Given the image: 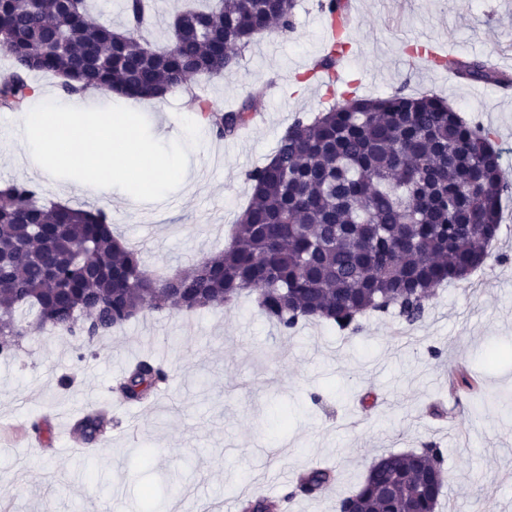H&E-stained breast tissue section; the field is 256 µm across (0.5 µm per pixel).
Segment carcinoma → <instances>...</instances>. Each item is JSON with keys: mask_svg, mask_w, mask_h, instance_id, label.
<instances>
[{"mask_svg": "<svg viewBox=\"0 0 512 512\" xmlns=\"http://www.w3.org/2000/svg\"><path fill=\"white\" fill-rule=\"evenodd\" d=\"M149 0H127V25L89 21L86 0H0V107L27 108L31 78L58 79L66 96L108 89L129 100L163 101L180 92L207 115L218 138L238 134L258 91L223 110L193 78L221 79L264 32L287 36L295 0H217L187 7L159 50L142 31ZM334 40L318 61L333 69L344 53ZM460 75L499 83L503 75L474 57ZM251 201L224 250L166 275L148 271L140 252L112 230V215L43 201L39 186L0 188V359L31 330L67 335L89 348L147 310L192 313L230 305L245 293L283 335L306 321L357 335L368 313L422 320L437 288L461 282L492 258L503 197L512 190L492 132L464 119L435 94L400 87L375 98L351 95L312 118L296 116L272 160L246 173ZM170 371L151 355L134 361L116 385L129 403L147 399ZM110 421L89 410L76 422L84 443L101 441ZM444 454L386 453L337 509L437 512L444 495ZM336 480L312 467L298 475L288 502ZM241 512H275L253 496Z\"/></svg>", "mask_w": 512, "mask_h": 512, "instance_id": "carcinoma-1", "label": "carcinoma"}]
</instances>
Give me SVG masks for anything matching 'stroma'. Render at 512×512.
<instances>
[{"instance_id": "obj_1", "label": "stroma", "mask_w": 512, "mask_h": 512, "mask_svg": "<svg viewBox=\"0 0 512 512\" xmlns=\"http://www.w3.org/2000/svg\"><path fill=\"white\" fill-rule=\"evenodd\" d=\"M318 2L296 0L292 34L258 36L240 68L203 85L226 109L264 89L262 125L220 139L181 94L127 101L166 141L179 139L181 116L200 128L191 183L165 200L133 201L117 188L96 194L61 184L35 161L17 164L18 115L4 109L0 183L31 181L47 201L104 209L148 269L189 268L229 242L251 199L246 172L267 162L296 116L332 103L304 79L327 44ZM348 2L356 25L337 68L342 81L363 97L400 87L442 96L491 129L512 179V89L429 71L407 55L420 36L445 57L512 64V0ZM493 250L495 261L468 280L438 288L410 328L370 315L356 336L314 322L284 339L244 296L195 314L145 313L85 353L75 339L31 332L15 361H0V512H220L232 498L280 496L319 463L335 469V483L295 498L287 512H336L375 457L430 446L446 457L439 512H512V197ZM146 354L172 366L174 381L148 405L118 402L114 380ZM65 375L74 379L67 389ZM92 403L112 406L105 443L67 450L71 426ZM36 417L49 419L52 442L30 436ZM145 446L156 450L147 468L136 456Z\"/></svg>"}]
</instances>
